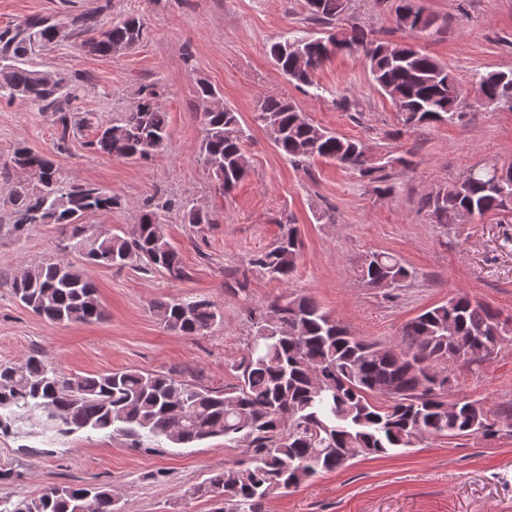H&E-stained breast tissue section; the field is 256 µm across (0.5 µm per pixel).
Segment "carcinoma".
<instances>
[{"mask_svg": "<svg viewBox=\"0 0 512 512\" xmlns=\"http://www.w3.org/2000/svg\"><path fill=\"white\" fill-rule=\"evenodd\" d=\"M110 0H88L68 17L70 37L92 55L112 56L139 43L145 26L127 16L109 26L101 14ZM312 20L335 27L346 0H306ZM58 19L30 16L0 27V98L31 102L48 112L57 127L56 149H66L70 133L89 124L75 116L77 91L90 77L61 76L40 70L30 59L59 43ZM95 36L83 39L88 32ZM300 46L308 65L298 68L288 45ZM362 49L375 85L400 113L402 124H454L463 117V98L456 76L413 44L378 40L353 23L325 37L304 34L271 46L270 53L288 80L313 87L314 76L336 51ZM476 100L488 107L512 109V70L490 71L473 81ZM260 121L276 148L291 162L314 158L336 161L370 182L387 180L389 163L361 159V142L340 136L302 116L285 97L257 101ZM202 162L222 193L247 175L244 143L248 138L238 113L219 103L201 114ZM168 114L150 85L140 89L134 107L121 118L96 122L88 144L109 158L147 160L168 139ZM119 135L109 139L108 129ZM12 166H0V179L12 182L7 198L9 219L17 230L28 224H54L76 245L88 237L86 217L109 212L118 201L96 183L67 179L47 154L25 145L11 155ZM471 168L460 182L443 189L442 198L426 201L435 224H455L463 210L479 217L505 212L512 196V166ZM176 208L187 224H214L212 212H197L184 202H164L141 211L137 223L121 233L110 232L81 254L90 268L132 266L184 278L179 250L166 235L161 213ZM301 241L288 227L275 245L248 259V270L286 281L296 268ZM367 284L392 288L414 278L394 255L371 252L357 268ZM13 295L36 315L52 323L90 324L105 311L86 273L59 258H45L25 267L10 284ZM276 313L265 307L248 310L251 335L242 356L232 365L233 381L210 387L170 373L124 369L67 377L39 354L25 361L0 364L7 374L0 387V435L23 432L37 421L39 435L52 442L78 432L118 434L135 448L180 447L222 437L224 443L247 444L248 458L218 473L196 493L217 489L223 494L219 512H263L266 500L279 490L297 488L320 472L342 469L362 457L387 456L416 446L428 437L491 438L512 436V409L494 416L478 400L461 399L448 414L447 390L432 384L455 351L460 366H480L512 338L506 322L489 304L459 291L408 320L388 343L355 336L307 294L277 297ZM152 310L164 326L184 336H203L223 321L217 305L205 298L158 301ZM455 334L448 335V319ZM0 512H115L112 489L90 484L50 485L30 499H20Z\"/></svg>", "mask_w": 512, "mask_h": 512, "instance_id": "1", "label": "carcinoma"}]
</instances>
